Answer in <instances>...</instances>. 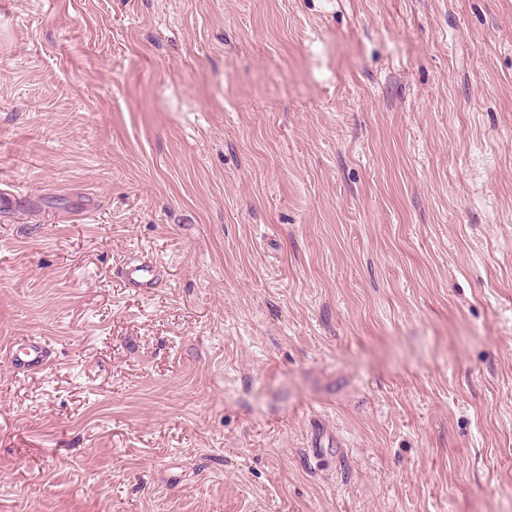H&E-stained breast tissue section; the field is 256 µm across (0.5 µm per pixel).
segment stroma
<instances>
[{"mask_svg":"<svg viewBox=\"0 0 512 512\" xmlns=\"http://www.w3.org/2000/svg\"><path fill=\"white\" fill-rule=\"evenodd\" d=\"M1 189L0 512H512V0H0ZM119 277L142 294H151L164 283L163 271L156 263L138 258L128 259L119 269ZM2 358L14 373L25 374L43 369L51 357L42 341L28 339L24 343L12 342L2 351Z\"/></svg>","mask_w":512,"mask_h":512,"instance_id":"35a3bbf8","label":"stroma"}]
</instances>
